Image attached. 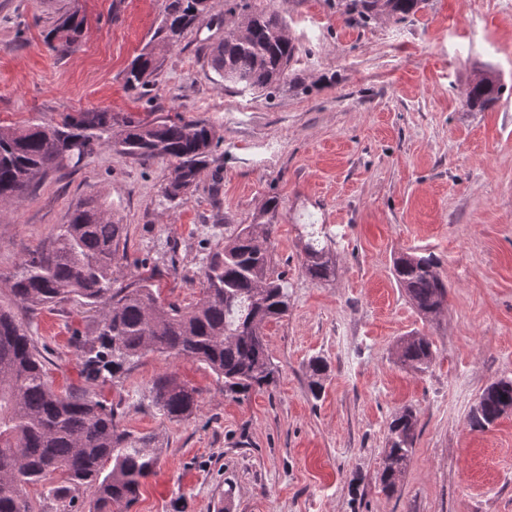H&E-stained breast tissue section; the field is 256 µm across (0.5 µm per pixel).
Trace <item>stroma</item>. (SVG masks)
Returning a JSON list of instances; mask_svg holds the SVG:
<instances>
[{"mask_svg":"<svg viewBox=\"0 0 512 512\" xmlns=\"http://www.w3.org/2000/svg\"><path fill=\"white\" fill-rule=\"evenodd\" d=\"M277 11L296 46L297 83L270 96L224 88L209 64L224 38L226 0L162 55L149 90L125 72L161 19L162 0H0V127L85 111L211 123L217 161L177 205L161 194L165 162L106 146L75 169L41 177L21 201H0V304L24 323L56 390L87 384L75 345L96 314L75 300L16 305L19 262L49 243L91 196L127 226L124 275H152L165 301L201 296L208 257L270 197L269 242L288 279L286 317L266 328L275 387L226 398L203 364L157 353L96 386L126 429L156 437L158 467L128 512H512V413L475 431L482 391L512 378V0H427L404 20L348 26L326 0H257ZM78 11L82 36L67 55L45 35ZM486 69L504 91L491 109L465 102ZM309 224L336 239L338 271L318 283L302 269ZM433 254L448 305L421 316L397 287L398 254ZM434 342L427 373L398 361L399 340ZM328 363L325 390L307 387L309 359ZM173 373L195 387L199 411L169 420L149 388ZM418 417L397 492L379 477L387 427Z\"/></svg>","mask_w":512,"mask_h":512,"instance_id":"1","label":"stroma"}]
</instances>
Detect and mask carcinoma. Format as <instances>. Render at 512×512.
<instances>
[{
	"mask_svg": "<svg viewBox=\"0 0 512 512\" xmlns=\"http://www.w3.org/2000/svg\"><path fill=\"white\" fill-rule=\"evenodd\" d=\"M230 13L240 19L225 25L224 40L210 50L212 70L224 86L271 94L294 80L296 47L286 35L287 24L276 12L256 10L252 0H232ZM355 27L382 18L404 19L424 7L425 0H326ZM208 0H163L162 20L155 30V47L178 45L185 33L204 20ZM77 13L60 17L48 31V49L65 55L81 37ZM156 53L141 54L126 73V85L147 92L159 70ZM504 85L492 71L480 74L466 93L467 105L480 111L494 106ZM220 137L213 125L197 119L158 117L127 120L117 132L112 115L87 111L56 124L37 123L18 129L0 128V198L23 197L33 180L50 169L74 168L106 144L146 163L162 160L168 174L162 195L178 204L212 163ZM278 199L264 204L254 223L224 237V246L210 256L203 271V295L189 306L160 299L148 277L124 286L119 253L125 251L126 225L97 197L71 211L49 247L21 261L11 293L31 309L77 298L98 314L96 335L76 346L82 375L91 386L123 375L148 352L175 361L199 362L224 382V395L239 401L251 392L271 388L276 365L266 335L269 323L288 312V281L273 266L268 249L254 244L276 229ZM333 236H310L304 246L303 267L313 281L336 276ZM393 276L416 310L425 318L447 303V285L431 255L402 253L393 262ZM434 343L416 333L401 340L399 360L414 372L427 371ZM308 389L313 398L324 392L327 361L316 356L308 363ZM152 401L169 420H183L199 409V393L173 374L157 377ZM512 411V379L486 387L469 421L483 429ZM418 418L411 410L388 425L381 481L386 492L397 481L413 452ZM155 437L120 426L113 406L87 391H57L41 354L8 306H0V512H34L26 488L49 485L47 495L60 512H73L76 493L93 490L88 512H126L143 481L158 462ZM112 464L105 470L106 464ZM61 473L60 484L50 482Z\"/></svg>",
	"mask_w": 512,
	"mask_h": 512,
	"instance_id": "1",
	"label": "carcinoma"
}]
</instances>
